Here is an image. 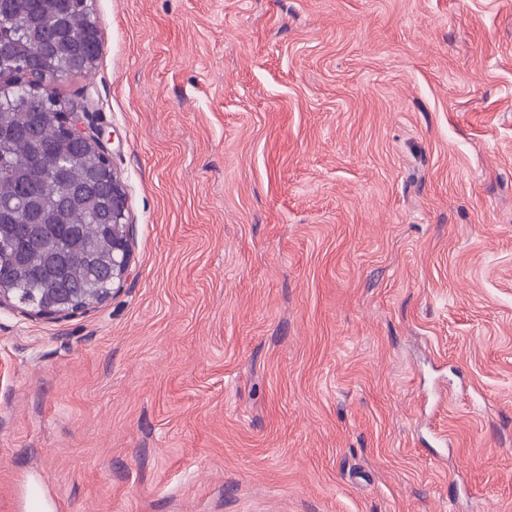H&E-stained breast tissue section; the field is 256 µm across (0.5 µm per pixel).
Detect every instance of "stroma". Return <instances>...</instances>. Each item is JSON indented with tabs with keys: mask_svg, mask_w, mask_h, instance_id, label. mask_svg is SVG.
I'll use <instances>...</instances> for the list:
<instances>
[{
	"mask_svg": "<svg viewBox=\"0 0 512 512\" xmlns=\"http://www.w3.org/2000/svg\"><path fill=\"white\" fill-rule=\"evenodd\" d=\"M130 275L0 306V512H512V0H92Z\"/></svg>",
	"mask_w": 512,
	"mask_h": 512,
	"instance_id": "35a3bbf8",
	"label": "stroma"
}]
</instances>
